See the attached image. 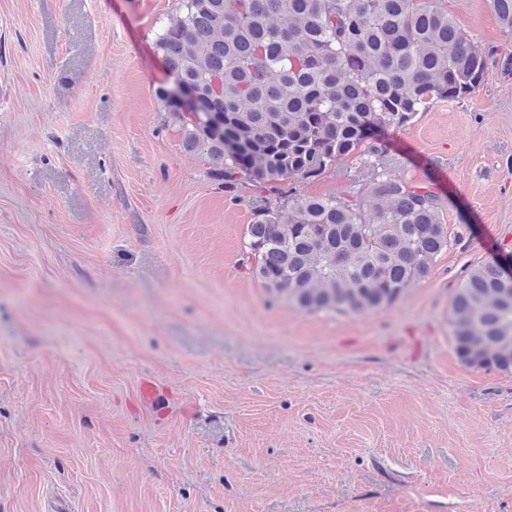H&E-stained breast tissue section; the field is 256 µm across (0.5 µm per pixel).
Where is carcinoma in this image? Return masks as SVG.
I'll list each match as a JSON object with an SVG mask.
<instances>
[{
  "label": "carcinoma",
  "instance_id": "1",
  "mask_svg": "<svg viewBox=\"0 0 512 512\" xmlns=\"http://www.w3.org/2000/svg\"><path fill=\"white\" fill-rule=\"evenodd\" d=\"M179 2L155 42L170 75L156 96L224 187L238 174L267 185L314 178L356 152L373 176L366 195L257 207L243 251L253 278L302 311L353 313L424 280L448 246L443 201L395 173L381 133L474 94L489 71L439 0ZM491 4L512 34V0ZM174 83L224 114V132L184 111ZM449 320L464 365L512 374V277L502 260L471 269Z\"/></svg>",
  "mask_w": 512,
  "mask_h": 512
}]
</instances>
